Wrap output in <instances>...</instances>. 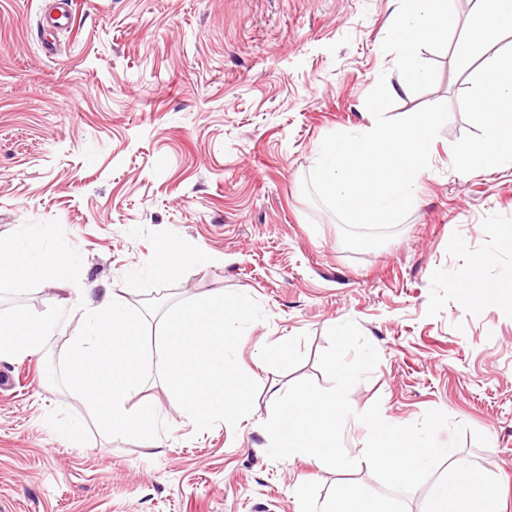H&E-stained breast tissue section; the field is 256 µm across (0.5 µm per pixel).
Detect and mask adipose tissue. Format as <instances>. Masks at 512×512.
I'll return each instance as SVG.
<instances>
[{"label": "adipose tissue", "instance_id": "1", "mask_svg": "<svg viewBox=\"0 0 512 512\" xmlns=\"http://www.w3.org/2000/svg\"><path fill=\"white\" fill-rule=\"evenodd\" d=\"M397 20L390 31L391 43L406 66V86L428 81L429 73L420 64L419 46L439 37L452 23L451 0H397ZM470 22L474 34L460 38L455 55L463 62L477 52L487 51L503 33L512 34V0H470ZM472 112L486 124V135L476 145L460 149L456 154L460 170L468 171L496 163L512 165V55H496L488 59L476 79L469 99ZM494 259L493 254L473 256L468 277L462 284V299L474 306L498 296L500 284L481 277L483 267ZM53 325L40 317L0 320V361L37 353Z\"/></svg>", "mask_w": 512, "mask_h": 512}]
</instances>
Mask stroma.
Returning <instances> with one entry per match:
<instances>
[{"label": "stroma", "mask_w": 512, "mask_h": 512, "mask_svg": "<svg viewBox=\"0 0 512 512\" xmlns=\"http://www.w3.org/2000/svg\"><path fill=\"white\" fill-rule=\"evenodd\" d=\"M70 2L69 23L52 29L54 0H0V242L27 244L47 224L37 256L70 259L61 282L38 274L19 291L0 277V318L56 321L39 353L0 361V512H301L306 482L381 491L363 465L271 459L262 433L293 382L328 386L319 357L347 320L379 354L349 392L354 412L377 402L411 424L439 410L451 420L441 441L455 424L485 434L488 446L464 437L456 457L496 477L512 512V302L469 307L460 293L473 254L494 253L486 280L512 271L497 237L512 226V168L463 174L454 160L485 135L467 106L484 58L464 69L454 54L469 0H455L447 37L419 48L431 80L388 111L450 107L416 202L394 238L357 253L302 183L326 135L368 125L380 73L400 81L394 0ZM170 244L209 259L155 273ZM104 287L134 308L248 292L265 318L235 351L259 385L247 418L196 432L154 376L127 406L153 404L157 437L104 435L46 371L82 324L79 302Z\"/></svg>", "instance_id": "1"}]
</instances>
